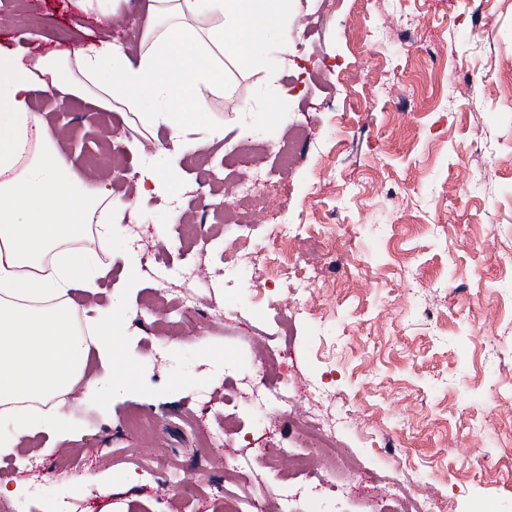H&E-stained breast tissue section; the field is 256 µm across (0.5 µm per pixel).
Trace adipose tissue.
Instances as JSON below:
<instances>
[{"label": "adipose tissue", "instance_id": "ef3b65f1", "mask_svg": "<svg viewBox=\"0 0 512 512\" xmlns=\"http://www.w3.org/2000/svg\"><path fill=\"white\" fill-rule=\"evenodd\" d=\"M275 30H288L285 0H150L135 57L105 40L28 60L0 47V418L17 435L66 440L56 416L30 415L26 404L95 393L89 361L110 371L115 352L111 306L81 310L71 297L98 293L109 271L99 256L112 238V195L61 155L35 95L54 88L104 112L136 113L146 93L156 103L146 125L219 139L223 127L201 120L199 89L221 86L217 55L249 69Z\"/></svg>", "mask_w": 512, "mask_h": 512}]
</instances>
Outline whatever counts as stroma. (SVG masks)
Instances as JSON below:
<instances>
[{"instance_id":"1","label":"stroma","mask_w":512,"mask_h":512,"mask_svg":"<svg viewBox=\"0 0 512 512\" xmlns=\"http://www.w3.org/2000/svg\"><path fill=\"white\" fill-rule=\"evenodd\" d=\"M318 9L327 26L302 39ZM288 11V52L270 37L259 64L225 66L223 88L203 90L204 121L224 125L219 143L193 132L176 143L163 126L144 137L119 113L37 94L74 167L111 186L114 147L140 141L124 161L175 172L182 223L215 241L175 242L168 201L125 211L97 298L112 305V373L97 395L60 398L70 441L36 431L0 454V483L51 473L41 503L64 499L69 512H223L216 485L243 498L276 489L254 449L275 442L293 455L304 443L288 428L256 432L238 392L260 334L283 338L298 410L334 426L366 473L344 491H308L292 512H384L395 486L373 475L397 460L421 491L447 496L448 512H512V0H288ZM146 14V0H122L107 23L76 0H0V45L47 52L118 32L134 56ZM292 139L304 146L284 169L274 148ZM217 162L229 180L274 186L247 227L256 248L243 266L224 260L223 211L195 204ZM275 216L310 228L293 247L297 267L285 281L249 279L244 266L277 257ZM129 235L158 261L222 267L220 279L182 282L197 313L181 326L127 258ZM135 412L153 420L150 437L127 434ZM199 418L235 422L236 471L221 468L225 449L197 444ZM153 458L205 459L210 475L186 491L147 486L136 466Z\"/></svg>"}]
</instances>
